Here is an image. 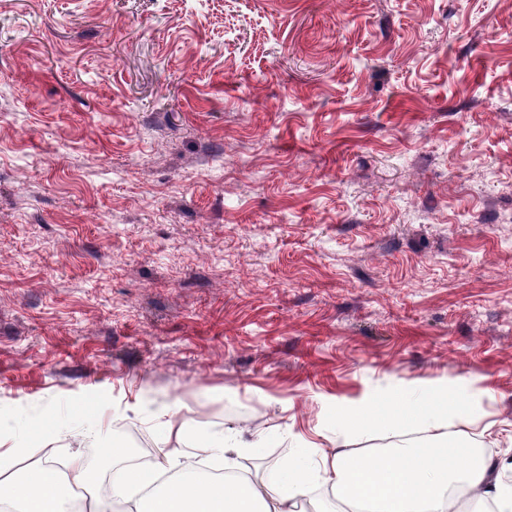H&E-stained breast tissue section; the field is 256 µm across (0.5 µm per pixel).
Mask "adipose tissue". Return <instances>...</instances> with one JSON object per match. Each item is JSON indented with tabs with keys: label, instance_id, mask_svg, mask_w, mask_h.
<instances>
[{
	"label": "adipose tissue",
	"instance_id": "adipose-tissue-1",
	"mask_svg": "<svg viewBox=\"0 0 512 512\" xmlns=\"http://www.w3.org/2000/svg\"><path fill=\"white\" fill-rule=\"evenodd\" d=\"M334 417L347 441L377 434L398 438L407 429L423 432L424 438L417 443L398 438L391 448L371 454L325 451L318 467L297 461L267 482L176 478L165 483L159 482L155 469L119 466L125 448L105 441L101 454L116 464L109 498L123 501L126 512H293V500L320 481L354 512H454L464 496L491 502L493 512H512V485L501 479L502 473L512 471V459H479L458 441L457 427L475 417L466 383L367 394L335 406ZM54 426L51 417L31 424L26 443L20 444L10 422L0 419V467L29 449L45 447ZM168 432L179 442L163 451L172 464L193 448L225 454L247 446L231 430L192 438L185 424L173 422ZM100 482V470L81 456H73L62 470L36 460L21 477L0 480V500L9 502L13 512H76L73 490L82 487L89 496L77 512H106V500L96 494Z\"/></svg>",
	"mask_w": 512,
	"mask_h": 512
}]
</instances>
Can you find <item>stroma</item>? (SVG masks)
Instances as JSON below:
<instances>
[{
    "label": "stroma",
    "mask_w": 512,
    "mask_h": 512,
    "mask_svg": "<svg viewBox=\"0 0 512 512\" xmlns=\"http://www.w3.org/2000/svg\"><path fill=\"white\" fill-rule=\"evenodd\" d=\"M442 380L512 457V0H0V416L264 481ZM170 422L168 427L169 437L174 436L184 448H161L164 458L171 464H180V459L189 454L191 449L201 451H213L219 453L236 452L238 455L243 448H257V441H244L233 430H228L223 435L197 436L193 445L186 444L188 432L185 421Z\"/></svg>",
    "instance_id": "obj_1"
}]
</instances>
